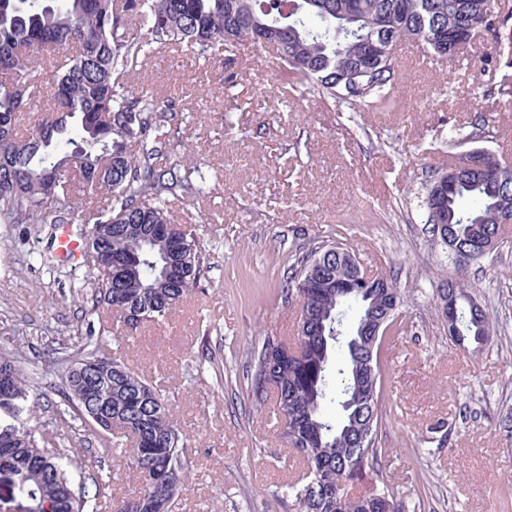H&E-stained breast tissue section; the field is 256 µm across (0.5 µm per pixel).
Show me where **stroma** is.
<instances>
[{
    "instance_id": "35a3bbf8",
    "label": "stroma",
    "mask_w": 512,
    "mask_h": 512,
    "mask_svg": "<svg viewBox=\"0 0 512 512\" xmlns=\"http://www.w3.org/2000/svg\"><path fill=\"white\" fill-rule=\"evenodd\" d=\"M397 51V103L380 112L328 107L287 88L265 52L227 66L164 50L144 68L178 111L170 163L188 148L209 174L207 193L170 212L196 226L210 269L169 318L171 333L148 324L135 339L107 334L99 345L164 390L190 438L176 512H298L284 486L304 484L306 470L272 411L252 408L247 356L265 337L294 335L284 255L345 238L365 270L393 275L406 297L408 329L380 352L381 476L408 512H512V437L497 422L500 408H512V224L495 251L460 270L429 237L421 208L427 180L466 151L476 118L493 132L487 149L512 163V97L485 95L486 35L452 63L411 43ZM228 69L238 74L231 87ZM56 232L0 223V354L30 375L41 433H68L97 459L90 476L104 479L101 494L118 498L137 482L121 457L106 454L113 435L72 419L58 392L57 357L99 319L88 287L94 266L59 262ZM446 275L460 276L492 314L487 344H450L436 308ZM205 349L213 362L202 360Z\"/></svg>"
}]
</instances>
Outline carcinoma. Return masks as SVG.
Masks as SVG:
<instances>
[{
	"label": "carcinoma",
	"mask_w": 512,
	"mask_h": 512,
	"mask_svg": "<svg viewBox=\"0 0 512 512\" xmlns=\"http://www.w3.org/2000/svg\"><path fill=\"white\" fill-rule=\"evenodd\" d=\"M492 37L487 96H512V10L494 0H0V222L68 224L85 200L88 222L112 225L94 251L93 307L117 318L129 339L147 323L162 324L195 290L207 270L196 230L174 224L167 203L206 191L197 165L179 176L164 170L177 112L151 92L127 86L158 50L217 47L224 60H244L272 47L284 74L303 91L354 111L369 112L395 91L402 60L395 46L416 43L442 61L467 33ZM512 201V166L484 147L463 154L454 171L429 181L424 223L436 243L449 230L465 248L501 234L497 217ZM324 242L288 256L287 294L299 299L297 348L276 336L250 353V404L273 411L282 435L307 467L292 488L300 512H404L392 488L377 483L385 449L382 421V334H370L388 310V334L405 329L403 296L391 276L364 281L336 271ZM448 340L459 348L484 344L490 314L467 285L445 278L437 288ZM353 312L350 335L340 312ZM92 364L111 414L92 421L104 433L131 438L113 450L143 485L131 497L91 505L75 491L82 462L57 448L32 424L30 384L16 361L0 356V474L28 512H171L188 476L189 439L174 421L162 390L127 363L95 348L68 363L62 398L80 417L79 370ZM336 396V413L327 409ZM372 484L350 497L351 482Z\"/></svg>",
	"instance_id": "cac0c4a2"
}]
</instances>
